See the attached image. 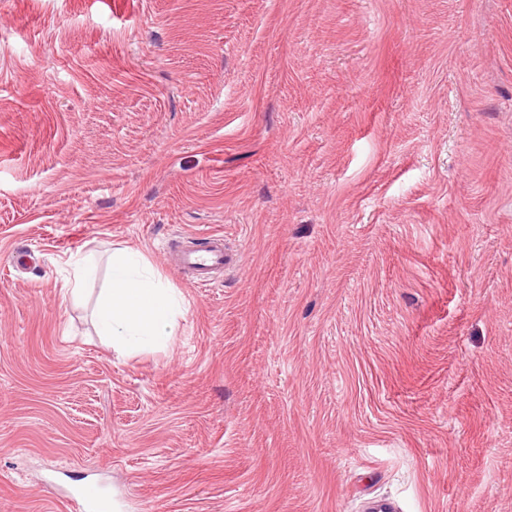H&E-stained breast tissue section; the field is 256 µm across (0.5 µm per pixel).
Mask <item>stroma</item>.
<instances>
[{"instance_id":"stroma-1","label":"stroma","mask_w":512,"mask_h":512,"mask_svg":"<svg viewBox=\"0 0 512 512\" xmlns=\"http://www.w3.org/2000/svg\"><path fill=\"white\" fill-rule=\"evenodd\" d=\"M239 263L208 288L178 234ZM0 512H512V0H0ZM168 343L94 318L113 250ZM88 264L84 295L64 286ZM197 241L196 236H192ZM170 240L167 251L174 253V264L182 273L190 274L192 283L199 288L213 285V274L230 271L237 266L238 253L224 244V237L209 234L191 246H180ZM180 302L138 252H112V276L97 310L103 336L128 347L163 343L172 335ZM78 511L82 512H112V500L103 488L94 481L81 485L73 497Z\"/></svg>"}]
</instances>
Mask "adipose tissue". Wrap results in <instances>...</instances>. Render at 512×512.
Masks as SVG:
<instances>
[{"label": "adipose tissue", "mask_w": 512, "mask_h": 512, "mask_svg": "<svg viewBox=\"0 0 512 512\" xmlns=\"http://www.w3.org/2000/svg\"><path fill=\"white\" fill-rule=\"evenodd\" d=\"M180 302L140 254L117 250L112 276L97 310L103 335L114 343L137 347L165 342L171 336Z\"/></svg>", "instance_id": "adipose-tissue-1"}]
</instances>
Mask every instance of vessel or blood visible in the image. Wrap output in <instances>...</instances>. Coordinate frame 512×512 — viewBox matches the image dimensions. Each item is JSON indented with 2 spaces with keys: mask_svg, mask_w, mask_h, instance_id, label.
<instances>
[{
  "mask_svg": "<svg viewBox=\"0 0 512 512\" xmlns=\"http://www.w3.org/2000/svg\"><path fill=\"white\" fill-rule=\"evenodd\" d=\"M174 264L180 272L189 274L192 283L200 288L213 284V275L234 269L238 254L229 248L224 238L211 234L190 246L173 245ZM79 512H112V501L94 481L81 485L73 498Z\"/></svg>",
  "mask_w": 512,
  "mask_h": 512,
  "instance_id": "obj_1",
  "label": "vessel or blood"
}]
</instances>
